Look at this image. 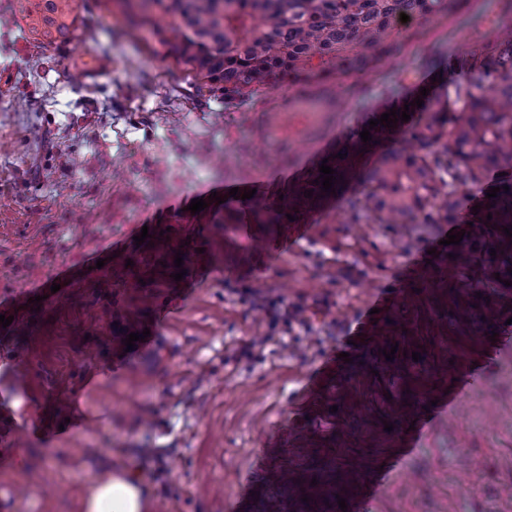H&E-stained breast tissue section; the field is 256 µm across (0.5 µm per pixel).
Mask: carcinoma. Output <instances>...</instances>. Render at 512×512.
I'll return each instance as SVG.
<instances>
[{"mask_svg": "<svg viewBox=\"0 0 512 512\" xmlns=\"http://www.w3.org/2000/svg\"><path fill=\"white\" fill-rule=\"evenodd\" d=\"M85 0H14V13L29 31L50 42L74 38L77 11ZM120 10L126 31L147 30L167 54L190 67L224 101L254 100L286 83L325 80L336 68L349 73L381 66L397 49L394 33L402 13L421 27H434L451 15L460 0H110ZM448 72L467 75L451 83L416 124L377 125L372 140L357 128L326 155L335 170L333 189L321 191L319 167L296 184L256 206L258 224H299L324 208L358 179L359 194L347 200L349 223L449 224L466 210L486 251L497 250L489 226L512 231V31L491 42L484 53L461 52L448 58ZM400 148L362 171L361 153L389 136ZM345 158L339 159L337 155ZM498 169L497 196L474 200L471 186ZM509 190H503V187ZM311 190L310 198L304 192ZM481 205L478 212L472 207ZM294 216L290 220L287 215ZM492 219H487V215ZM178 249L161 236L142 247L126 268L124 288L134 293L166 285ZM139 313L115 310L125 326L112 342L124 345Z\"/></svg>", "mask_w": 512, "mask_h": 512, "instance_id": "cac0c4a2", "label": "carcinoma"}]
</instances>
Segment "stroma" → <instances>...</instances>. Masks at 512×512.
Here are the masks:
<instances>
[{"label":"stroma","instance_id":"35a3bbf8","mask_svg":"<svg viewBox=\"0 0 512 512\" xmlns=\"http://www.w3.org/2000/svg\"><path fill=\"white\" fill-rule=\"evenodd\" d=\"M122 24L89 0L76 39L50 44L0 0V308L14 316L0 327V416L17 426L0 435V482L17 488L13 512H79L111 467L140 478L153 512H512V325L493 315L512 288L486 287L484 263L442 275L428 249L444 225L351 224L341 199L306 234L265 228L263 251L224 223L246 209L230 189L270 198L421 78L444 88L448 56L512 30V0L399 28L385 66L334 80L339 110L291 109L272 141L262 110L295 88L225 103ZM204 190L215 200L188 212ZM144 230L186 244L199 268L152 289L151 339L127 353L112 313L139 299L114 300V275ZM56 275L66 295L39 299ZM379 304L388 320L368 329ZM466 362L468 391L401 454ZM281 469L284 489L267 481ZM326 473L335 497H306ZM378 478L381 493L361 496Z\"/></svg>","mask_w":512,"mask_h":512}]
</instances>
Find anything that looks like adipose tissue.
Returning <instances> with one entry per match:
<instances>
[{"instance_id": "1", "label": "adipose tissue", "mask_w": 512, "mask_h": 512, "mask_svg": "<svg viewBox=\"0 0 512 512\" xmlns=\"http://www.w3.org/2000/svg\"><path fill=\"white\" fill-rule=\"evenodd\" d=\"M148 502L135 478L105 472L84 494L80 512H146Z\"/></svg>"}]
</instances>
